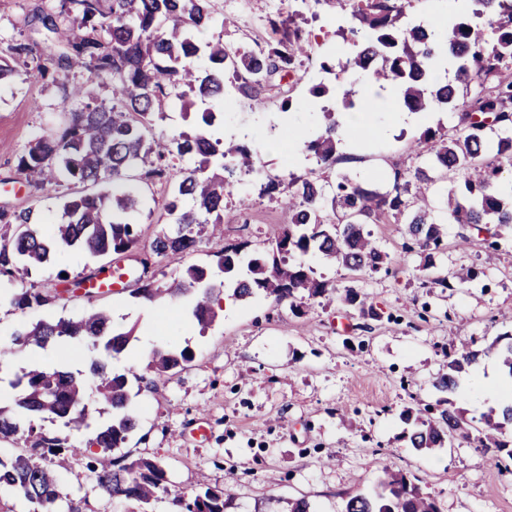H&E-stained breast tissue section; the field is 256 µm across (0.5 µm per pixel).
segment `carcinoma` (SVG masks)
Segmentation results:
<instances>
[{
	"label": "carcinoma",
	"instance_id": "1",
	"mask_svg": "<svg viewBox=\"0 0 512 512\" xmlns=\"http://www.w3.org/2000/svg\"><path fill=\"white\" fill-rule=\"evenodd\" d=\"M348 2L354 20L348 33L363 40L336 58V66L322 62L324 71L337 76L363 71L381 86L393 85L410 112L446 105L460 113L456 136L450 139L425 130L420 138L427 153L425 165L408 175L394 172L383 191L348 176L334 186L316 179L287 181L265 171L257 150L210 132L216 118L211 105L224 103L226 84L261 105L262 91L308 55L306 38L257 49L230 46L220 37L199 42L192 30L210 26L215 0H57L55 13L42 22L63 40V51L39 57V75L53 77L63 67L85 69L111 81L113 104L106 106L82 86L64 90V101L74 105L65 126L31 143L18 158L17 172L43 191L72 179L92 181L102 189L68 198L62 221L49 231L33 219L30 209L1 212L0 222L14 225V232L0 238V284L50 263L65 248L95 256L136 248L139 234L131 216L140 210L144 196L129 172L137 169L141 182L164 179L170 186L162 200H153L164 224L149 249L157 258L172 260L196 250L202 226L221 231L224 199L244 177L260 180L261 194L269 197L288 184L287 225L266 252L251 253L247 242L228 244L216 254L213 265H188L166 286L146 279L134 293L148 303L193 296L190 317L201 335L215 322V304L223 295L287 301L296 312L306 299L334 295L362 315H373L360 294L351 288L342 294L328 288L306 262V257L317 255L353 272H379L389 256L364 231L367 224L405 220L411 239L426 252V270L435 267L434 255L444 245L448 223L470 229L471 234L462 239L466 246L475 244L488 224L512 231V202L499 190L503 171L512 169V2L471 0L472 16L449 22L442 45L426 25L406 20L412 0ZM442 50L459 62L454 80L445 83L433 76L435 58ZM32 54L33 47L24 41H0V85L12 81L18 75L15 64ZM200 58L207 62L203 69L197 65ZM172 96L189 107L205 105L192 131H155V118L162 116ZM321 112L325 126L305 142V150L330 167L336 163L340 131L335 109L324 105ZM489 131L497 133V140H488ZM186 157L198 159V166L188 170L172 164ZM440 174L457 176L459 185L437 208L427 192ZM70 293L67 286L52 297L0 287V305L37 309ZM86 298L89 306L81 315L22 323L11 333V343L44 348L82 337L114 356L122 353L135 339L132 331L114 328L109 311L94 305L95 294ZM482 355L495 356L512 378V341L504 343L497 337L483 350L466 347L448 355V371L433 384L439 394L437 416L414 418L409 410L401 414L411 425L407 440L412 448L430 454L460 440L505 450L512 460V402L491 410L484 425L474 427L454 399L460 377ZM192 359L193 351L186 346L153 350L141 372L109 373L93 364L99 369L93 374L101 405L98 414L107 419L89 439L88 466L104 493L136 502L137 512H150L153 501L171 490L160 461L115 455L138 426L130 410L132 383L148 389L154 379ZM10 386L16 393L13 406H0V440L21 438L30 453L0 457V488L10 489L38 512H59L64 498L61 486L37 458L79 449L71 450L64 440L44 435L34 420L47 417L67 427H90L86 382L62 367L31 366L15 375ZM172 503L174 512H228L232 497L226 488L207 486L190 497L176 494ZM343 512H439V508L405 473L385 465L374 487L349 497Z\"/></svg>",
	"mask_w": 512,
	"mask_h": 512
}]
</instances>
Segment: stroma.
Returning <instances> with one entry per match:
<instances>
[{
  "label": "stroma",
  "instance_id": "1",
  "mask_svg": "<svg viewBox=\"0 0 512 512\" xmlns=\"http://www.w3.org/2000/svg\"><path fill=\"white\" fill-rule=\"evenodd\" d=\"M49 7L48 0H0V39L24 40L36 52L19 63L14 82L0 88V210L30 207L41 222L55 224L65 199L95 193L96 185L71 181L42 193L20 178L18 158L36 137L64 122L69 107L63 102V84H86L106 102L112 88L87 72L40 77L37 56L62 50L40 21ZM217 12L236 16L237 26L221 33L213 27L198 31V40L219 34L231 45H262L270 38L272 21L284 17L279 0H246L242 10L231 0H218ZM349 19V6L331 9L312 2L300 6L295 22L309 33L314 51L341 54L349 45L338 26ZM353 81L357 99L378 102L384 116L358 136L343 133L332 167L319 165L301 143L288 138L289 126L312 133L323 122L310 94L318 77L307 60L293 78L266 91L264 107L245 99L225 104L213 131L258 149L270 174L331 183L349 174L378 189L394 170L406 173L424 163L419 138L426 128L455 135L457 118L445 110L394 125L388 115L403 106L393 89L372 85L363 73ZM286 100L292 107L285 112L281 104ZM135 220L141 236L132 254L95 257L68 249L16 281V288L50 294L64 281L127 266L137 257L148 260L153 280L169 283L181 265L207 263L224 245L246 241L264 250L284 226L280 201L260 196L251 183L225 199L223 236L202 233L196 250L180 262L151 256L149 243L160 226L144 211ZM369 230L390 256L386 270L355 273L316 256L309 262L329 286L365 296L376 317L316 299L306 301L298 314L288 303L263 297L231 300L202 336L188 316L189 300L150 305L126 295H103L98 306L111 313L116 325L135 330L125 351L113 357L82 341L43 349L18 346L0 365V380L10 381L34 364L86 371L101 361L114 371H139L153 349L188 346L194 352L191 362L133 397L138 429L124 447L129 457L160 460L172 492L190 495L203 483L228 487L231 512H279L281 501L288 499L307 500L316 512H343L347 498L370 489L388 463L434 497L440 512H512V472L492 464L496 449L456 441L424 456L409 447L400 418L407 409L435 417L433 384L446 372L449 353L468 342L479 350L512 334V234L464 249L460 225H448L445 248L427 270L420 250L410 246L404 222L373 224ZM463 266L477 271L475 281L432 285V277L450 278ZM86 306L80 296L27 312L2 306L0 336L9 337L23 321L75 316ZM200 422L207 435H195ZM35 426L79 449L59 472L67 504L80 512H132L133 503L105 496L88 469L82 452L88 429H69L48 419L36 420Z\"/></svg>",
  "mask_w": 512,
  "mask_h": 512
}]
</instances>
